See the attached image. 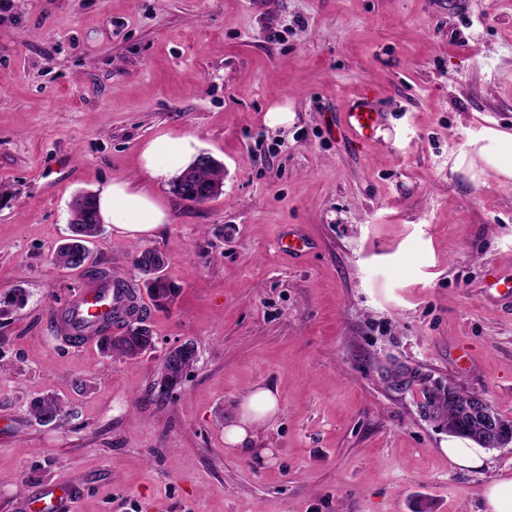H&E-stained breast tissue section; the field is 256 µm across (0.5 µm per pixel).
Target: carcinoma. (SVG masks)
Returning <instances> with one entry per match:
<instances>
[{
    "mask_svg": "<svg viewBox=\"0 0 512 512\" xmlns=\"http://www.w3.org/2000/svg\"><path fill=\"white\" fill-rule=\"evenodd\" d=\"M81 203L72 212V224L70 225V238L57 249L53 262L56 266L65 269L78 267L76 257L86 252L85 240L82 235L93 230L98 218L97 197L92 193L80 194ZM155 250L145 248L135 259V262L144 265L142 274L145 277L149 297L157 304L164 305L170 302L176 295V288L165 276H157L149 269ZM111 323L101 326L100 331L104 335L100 337L99 345L102 352L108 356L135 359L151 350L152 339L150 331L142 326H127V330L119 335H108ZM193 353L186 356L179 355L175 359V365L162 371L157 381L159 393L169 394L179 383L181 375L192 367ZM387 380L392 390L397 387H420L421 406L425 414L436 425L448 431V434L456 437L473 439L479 432L481 420L471 414L460 401V395L465 394L471 398H484V395L475 391H467L450 383L445 384L431 377L430 374L419 368L398 367L390 371ZM64 403L58 397L47 394L37 395L31 401V414L40 422H50L61 415Z\"/></svg>",
    "mask_w": 512,
    "mask_h": 512,
    "instance_id": "cac0c4a2",
    "label": "carcinoma"
}]
</instances>
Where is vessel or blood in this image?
Listing matches in <instances>:
<instances>
[{
    "label": "vessel or blood",
    "instance_id": "b4317fda",
    "mask_svg": "<svg viewBox=\"0 0 512 512\" xmlns=\"http://www.w3.org/2000/svg\"><path fill=\"white\" fill-rule=\"evenodd\" d=\"M379 101L380 93L374 89L363 90L348 101L341 121L355 140H374L384 120V114L378 108ZM138 307L137 300L131 298L126 289L99 284L83 290L67 305L60 331L67 336L89 340L101 326L103 316L123 318L135 314ZM72 496V488L55 484L40 486L36 492V499L42 504L41 512H68Z\"/></svg>",
    "mask_w": 512,
    "mask_h": 512
}]
</instances>
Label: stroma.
Returning <instances> with one entry per match:
<instances>
[{"label": "stroma", "instance_id": "stroma-1", "mask_svg": "<svg viewBox=\"0 0 512 512\" xmlns=\"http://www.w3.org/2000/svg\"><path fill=\"white\" fill-rule=\"evenodd\" d=\"M371 87L385 124L361 145L340 114ZM276 106L293 119L269 125ZM489 129L512 134V0H0V512L55 483L72 512H484L512 447L457 468L461 438L384 375L422 368L512 419V306L483 288L512 265V178L457 165ZM165 134L221 164L216 197L146 175ZM114 181L164 224L103 225L93 271L54 267L74 197ZM291 226L313 249L281 250ZM143 248L179 290L141 300L153 350L63 339L81 289L142 288ZM256 384L281 396L267 462L224 443ZM40 393L67 417L33 418ZM192 356L193 353L190 351L186 356L177 355L174 366L169 365L166 370L163 368L162 375L156 383L159 393L168 395L175 388L182 378L181 375L192 367Z\"/></svg>", "mask_w": 512, "mask_h": 512}]
</instances>
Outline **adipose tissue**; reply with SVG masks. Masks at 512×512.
Listing matches in <instances>:
<instances>
[{
  "label": "adipose tissue",
  "instance_id": "ef3b65f1",
  "mask_svg": "<svg viewBox=\"0 0 512 512\" xmlns=\"http://www.w3.org/2000/svg\"><path fill=\"white\" fill-rule=\"evenodd\" d=\"M198 146L197 138L191 135L160 137L145 150L144 166L153 178L161 181L178 177ZM480 164L512 177V135L490 130L476 139L467 166L473 169ZM97 202L101 220L130 235L150 232L166 219L165 212L148 193L132 190L125 182L104 186ZM278 410L276 391L264 386L251 388L234 420L224 428L225 443L243 456H257L256 430L273 420Z\"/></svg>",
  "mask_w": 512,
  "mask_h": 512
}]
</instances>
